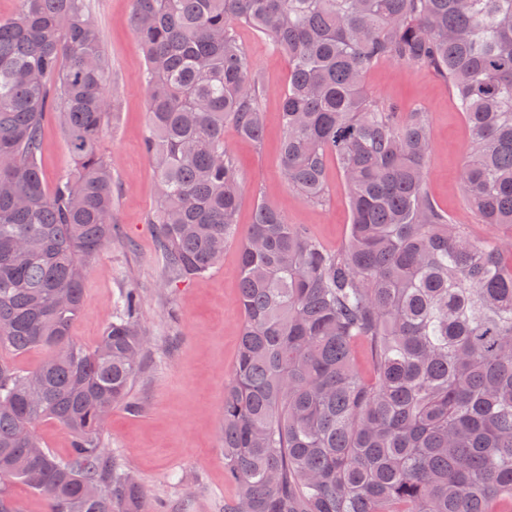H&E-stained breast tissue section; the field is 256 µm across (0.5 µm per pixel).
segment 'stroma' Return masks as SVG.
I'll return each instance as SVG.
<instances>
[{"label":"stroma","mask_w":512,"mask_h":512,"mask_svg":"<svg viewBox=\"0 0 512 512\" xmlns=\"http://www.w3.org/2000/svg\"><path fill=\"white\" fill-rule=\"evenodd\" d=\"M111 86L118 93L101 143L112 169L111 245L86 267L84 303L72 327L76 340L94 348L126 289H138L149 345L129 404L117 405L105 426V445L137 479L151 512H224L236 495L224 477V390L235 364L242 313L238 297V250L228 246L212 271L176 283L164 281L154 225L157 205L153 163L144 145L148 115L142 81L145 56L131 28L133 0H91ZM253 65L261 71L267 125L263 142L226 133L235 157L242 197L240 229H247L256 200L304 225L329 250L340 248L350 222L343 179L330 169L324 205L308 204L280 174L283 131L279 112L288 82V61L256 30L240 29ZM369 94L403 111L425 113L433 140L427 190L457 224L481 241L512 235L505 224L480 223L465 203L459 171L467 153L466 123L447 82L431 69L388 61L365 77ZM42 178L54 186L74 166L57 116H48L40 154ZM137 412H130V405Z\"/></svg>","instance_id":"1"}]
</instances>
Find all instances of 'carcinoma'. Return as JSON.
<instances>
[{
	"instance_id": "cac0c4a2",
	"label": "carcinoma",
	"mask_w": 512,
	"mask_h": 512,
	"mask_svg": "<svg viewBox=\"0 0 512 512\" xmlns=\"http://www.w3.org/2000/svg\"><path fill=\"white\" fill-rule=\"evenodd\" d=\"M145 53V147L168 281L238 245L243 313L224 393L228 512H512V244L474 239L427 191L425 114L367 93L379 61L429 68L469 131L460 180L484 224L512 225V0H133ZM288 58L281 176L312 204L334 163L351 222L325 249L241 183L224 140L264 136L262 75L237 29ZM110 70L88 0H21L0 19V502L11 484L48 512H150L102 438L147 337L128 289L99 345L71 336L86 263L112 243L99 143ZM76 161L53 189L38 165L49 112ZM372 367L361 373L356 346ZM71 436L65 459L37 434Z\"/></svg>"
}]
</instances>
